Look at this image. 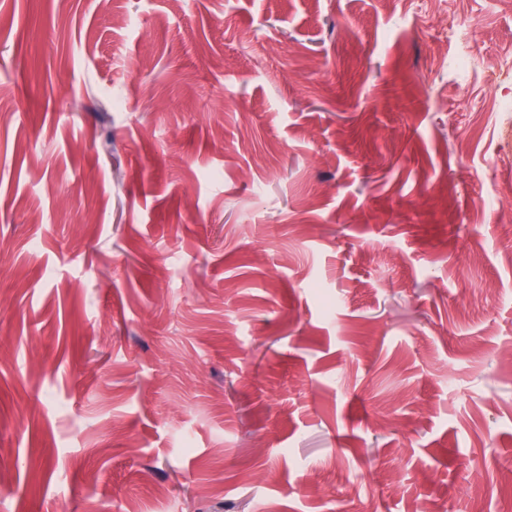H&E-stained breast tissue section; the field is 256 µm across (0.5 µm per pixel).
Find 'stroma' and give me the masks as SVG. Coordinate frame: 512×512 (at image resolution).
I'll list each match as a JSON object with an SVG mask.
<instances>
[{
  "instance_id": "obj_1",
  "label": "stroma",
  "mask_w": 512,
  "mask_h": 512,
  "mask_svg": "<svg viewBox=\"0 0 512 512\" xmlns=\"http://www.w3.org/2000/svg\"><path fill=\"white\" fill-rule=\"evenodd\" d=\"M0 0V512H499L512 0Z\"/></svg>"
}]
</instances>
